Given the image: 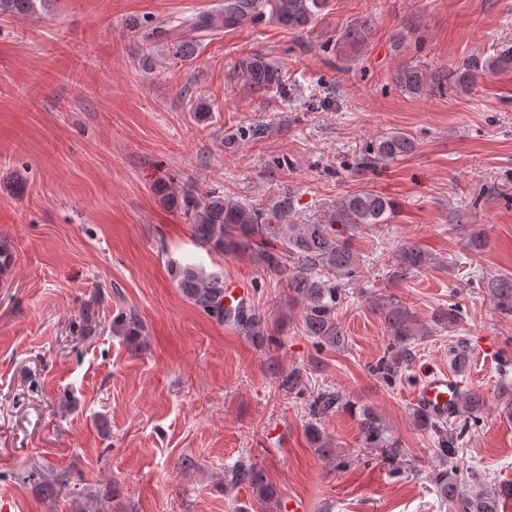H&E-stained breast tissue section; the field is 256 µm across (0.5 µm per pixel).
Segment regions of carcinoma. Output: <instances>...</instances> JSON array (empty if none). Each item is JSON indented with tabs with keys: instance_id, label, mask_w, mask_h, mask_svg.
Here are the masks:
<instances>
[{
	"instance_id": "1",
	"label": "carcinoma",
	"mask_w": 512,
	"mask_h": 512,
	"mask_svg": "<svg viewBox=\"0 0 512 512\" xmlns=\"http://www.w3.org/2000/svg\"><path fill=\"white\" fill-rule=\"evenodd\" d=\"M42 0H0V15H33ZM326 0H224V8L188 18L170 28L160 25L147 33L138 24L133 33L176 40L173 58L184 61L194 53L195 38L212 31L236 29L247 22L265 18L270 23L304 32L323 14ZM370 35L368 22L351 23L336 34V51L358 52L365 47ZM248 88L255 94L274 98L285 94L282 64L279 59L263 52H252L235 65ZM482 72L487 75L512 72V45L505 44L491 54L466 62L454 71L427 73L417 64L399 68L395 83L411 95H419L429 87L449 80L464 88ZM417 149L415 139L402 131L384 133L370 141L360 152L353 170L376 172ZM170 206L189 221L193 236L211 250L225 255L248 253L254 262L288 288V298L302 305L301 323L306 335L319 343L340 349L345 335L337 316L343 287L363 276L359 256L352 247L355 234L378 224H389L396 217L393 201L371 190L338 198L331 209L313 224H298L294 220V199L287 192L268 203H242L222 193L198 195L190 188L179 191L172 187L159 189ZM430 254L420 245L405 241L398 248V262L391 277L400 280L429 266ZM177 286L185 297L203 313L219 323H228L245 336H261L264 321L260 313L247 303L231 309L224 306V278L206 274L193 264L172 263ZM496 312L512 317V276H497L484 282ZM368 307L377 315L389 336V345L371 373L386 385L396 382L403 365L412 356L415 337L427 334L417 327L412 311L393 295L376 294L368 298ZM462 320L459 305L450 304L435 311L436 326L452 328ZM451 364L458 371L465 368L468 348L460 341L450 350ZM308 377L299 368L288 372L281 388L290 394L306 390ZM351 407L356 416L362 447L389 460L405 456L401 442L392 435L386 423L369 407H356L338 392L322 390L312 396L309 415L317 420L333 410ZM483 408V399L465 392L460 407L451 413L476 421ZM417 425L433 438V454L440 465L458 466L461 461L463 434L448 428V418L441 417L420 405L413 410ZM309 441L319 455L331 461L334 468L343 469L347 461L338 457L336 449L323 437L318 425H309ZM232 486L246 485L259 499L271 503L272 487L266 482L258 465L242 458L228 470ZM440 498L455 512H502L512 501V482H493L478 491H468L448 480V470L433 474Z\"/></svg>"
}]
</instances>
